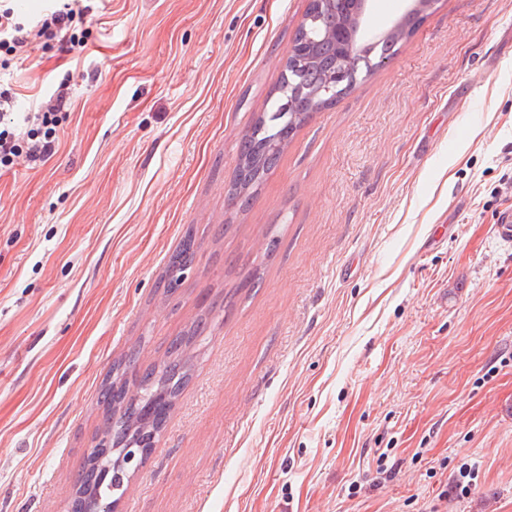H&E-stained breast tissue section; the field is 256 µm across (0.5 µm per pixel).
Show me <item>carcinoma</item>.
I'll use <instances>...</instances> for the list:
<instances>
[{
    "label": "carcinoma",
    "mask_w": 512,
    "mask_h": 512,
    "mask_svg": "<svg viewBox=\"0 0 512 512\" xmlns=\"http://www.w3.org/2000/svg\"><path fill=\"white\" fill-rule=\"evenodd\" d=\"M359 0H310L296 29L276 95L267 101L250 131L241 139L237 171L230 190L238 209L245 210L258 187L278 166L297 133L314 114L348 94L362 73L390 62L398 44L408 39L425 15L405 14L376 42L355 39ZM347 71L341 86L327 83L330 75ZM197 249L188 231L160 277L167 295L182 286L183 269L194 265ZM208 328L201 315L174 337L159 363L137 368L139 350L132 349L112 364L97 403L102 413L101 436L79 464L69 512H103L128 490L131 467L128 448L140 450L143 464L165 430L181 387L198 351L197 339Z\"/></svg>",
    "instance_id": "obj_1"
}]
</instances>
